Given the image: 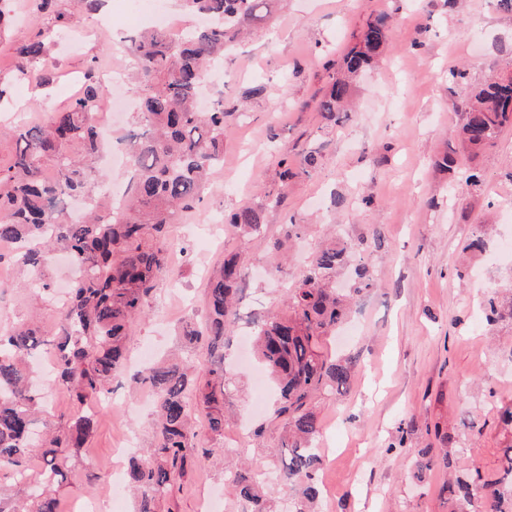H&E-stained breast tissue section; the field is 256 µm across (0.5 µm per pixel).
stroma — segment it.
<instances>
[{
    "label": "stroma",
    "instance_id": "1",
    "mask_svg": "<svg viewBox=\"0 0 512 512\" xmlns=\"http://www.w3.org/2000/svg\"><path fill=\"white\" fill-rule=\"evenodd\" d=\"M0 26V164H7L21 122L41 124L62 105L90 61L133 67L128 39L142 30L124 0H107L111 28L70 9L36 15L35 0H7ZM385 19L386 57L355 82L353 108L337 123L324 121L316 102L365 23ZM56 30L41 56L18 57L35 27ZM512 58V12L496 0H288L284 9L224 57V168L216 172L204 201L170 225L168 246L175 271L158 282L147 315L129 341L130 357L152 349L158 357L175 349L182 322L203 321L206 289L224 254L243 251L256 276L250 286L264 307L282 306L287 287L306 268L329 225L356 243L336 279L350 285L351 270L365 266L372 289L356 304L346 342L331 339L337 353L357 357L360 374L343 394L316 401L323 459L319 512H451L443 490L450 470L480 467L494 473L502 437L496 409L512 402V325H488L478 280L512 290V269L497 258L512 240V127L477 156H459L453 170L435 167L458 124V96L451 73L466 72L474 89L489 81L502 59ZM49 72L56 83L37 87L21 71ZM316 154L317 168L305 167ZM288 155L294 177L282 182L277 155ZM478 174V183L468 181ZM372 205H364L363 197ZM275 198L263 212V231L247 238L226 228L224 240L201 236L209 212L230 213L245 204ZM343 201L330 206L331 198ZM302 232L281 268L269 257L282 224ZM486 230L487 247L468 242ZM24 275L0 263V330L25 321L41 308L44 332L55 329L59 301L36 299ZM237 341L224 348L227 370L220 436L206 448L227 449L228 459L249 460L263 472L281 467L273 448L280 430L271 422L273 397L258 389L257 369H236ZM118 404H104L83 448L63 454L68 480L53 491L60 512L111 495L98 474L108 472L125 437L136 447L152 440V404L141 386L118 385ZM265 424L263 438H242L244 422ZM483 424L470 444L471 422ZM447 454L451 468L421 472L423 449ZM216 512H238L223 467L192 459L173 499L158 512H203L206 498Z\"/></svg>",
    "mask_w": 512,
    "mask_h": 512
}]
</instances>
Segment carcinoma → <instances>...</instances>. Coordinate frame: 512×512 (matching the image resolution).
<instances>
[{"label": "carcinoma", "mask_w": 512, "mask_h": 512, "mask_svg": "<svg viewBox=\"0 0 512 512\" xmlns=\"http://www.w3.org/2000/svg\"><path fill=\"white\" fill-rule=\"evenodd\" d=\"M180 2L206 23L178 41L161 28L131 38L137 106L122 137L129 149L123 209L111 210L100 197L81 220L73 221L62 207L63 199L89 195L100 183L99 168L91 159L103 139L95 110L107 89L96 77V64L83 73L78 93L45 124L12 130L15 153L8 166H0V242L17 244L11 259L38 279V290L46 295L53 286L45 271L56 253H68L82 274L56 310L53 335L44 334L36 322L0 332V470L14 477L29 504L25 510L0 495V512H58L46 484L67 481L60 449L82 447L93 434L94 420L81 416L49 439L33 438L44 396L32 380L29 361L38 353L49 355L56 383L75 404L88 409L100 405L123 380L127 342L157 280L169 271L168 251L161 245L168 225L203 202L224 154V102L199 110V88L212 68L224 62L229 44L270 17L278 0ZM388 43L382 20L366 24L319 102L324 119L334 122L347 111L353 79ZM44 46L38 32L18 54L36 58ZM461 103L458 146H448L435 161L443 170L453 168L458 151L477 153L491 147L512 126V78L467 91ZM262 212L260 206L243 205L227 223L252 236L262 229ZM348 247L334 239L322 244L288 289L284 308L267 313L255 328L257 356L277 386L275 415L284 424L277 450L288 451L279 479L299 491L295 512H311L309 504L319 495L322 459L313 447L320 431L314 397L348 391L355 375V362L333 358L326 343L347 312V297L333 283ZM243 268L242 253L224 255L219 274L207 288L205 321L188 319L181 327L184 347L211 355L224 350ZM486 304L488 324L512 323L511 296L494 293ZM134 379L155 395L156 420L150 447L129 460L128 485L137 493L135 512H156L157 504L186 476L193 453L205 459L217 455L218 449L202 447L200 435L224 434V355L202 372L188 361L152 363ZM198 408L205 412L200 426L192 420ZM500 420L511 441L501 451L495 476L489 478L475 466L448 482L452 512H512V404L503 407ZM33 458L42 466L38 484L29 479ZM229 481L249 512H270L257 472L238 465Z\"/></svg>", "instance_id": "cac0c4a2"}]
</instances>
